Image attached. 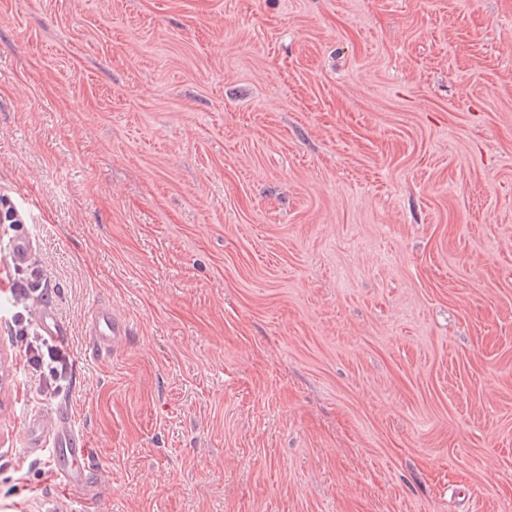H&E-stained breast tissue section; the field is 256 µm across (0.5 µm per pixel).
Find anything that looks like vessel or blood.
I'll list each match as a JSON object with an SVG mask.
<instances>
[{"mask_svg": "<svg viewBox=\"0 0 512 512\" xmlns=\"http://www.w3.org/2000/svg\"><path fill=\"white\" fill-rule=\"evenodd\" d=\"M35 242L27 236L13 238L8 244L9 264L21 270L28 266ZM42 335L56 342L65 341L68 332L49 306H41L36 317ZM127 334L126 323L106 307L92 310L87 319V336L93 355L109 353ZM27 448L38 452L49 450L57 476L70 488L83 489L88 472L86 462L90 445L67 408H59L53 417L34 412L28 415L23 428Z\"/></svg>", "mask_w": 512, "mask_h": 512, "instance_id": "obj_1", "label": "vessel or blood"}]
</instances>
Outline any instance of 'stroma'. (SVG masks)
<instances>
[{"instance_id": "obj_1", "label": "stroma", "mask_w": 512, "mask_h": 512, "mask_svg": "<svg viewBox=\"0 0 512 512\" xmlns=\"http://www.w3.org/2000/svg\"><path fill=\"white\" fill-rule=\"evenodd\" d=\"M0 358V512H512V0H0ZM35 249V242L27 236L13 238L8 244L9 264L14 269L22 270L29 265ZM37 326L42 335L56 342H63L68 336L65 324L58 320L51 307L42 305L36 317ZM127 335L126 323L106 307L92 310L87 319V336L94 356H102ZM18 335L17 340L24 347L25 363L38 375L43 393L51 394L52 384L68 369L69 355L62 346H48L40 336H28L26 329L21 328ZM42 346H46L49 362L44 361ZM26 447L32 452L49 448L56 475L70 488L82 490L88 478L86 461L90 445L66 407L53 417L34 412L23 428Z\"/></svg>"}]
</instances>
